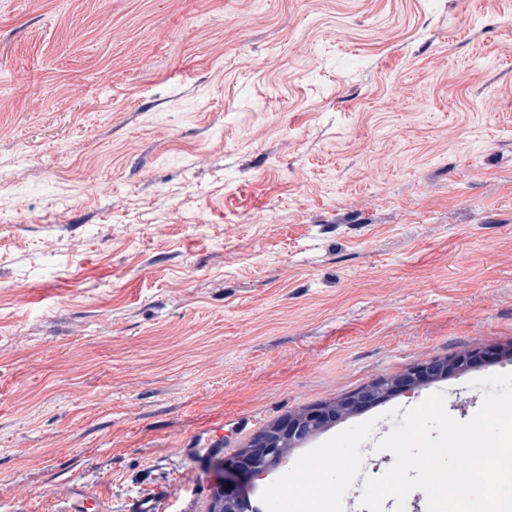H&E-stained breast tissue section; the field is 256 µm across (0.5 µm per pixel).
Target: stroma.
<instances>
[{
    "mask_svg": "<svg viewBox=\"0 0 512 512\" xmlns=\"http://www.w3.org/2000/svg\"><path fill=\"white\" fill-rule=\"evenodd\" d=\"M510 344L512 0H0V508L210 512L288 414Z\"/></svg>",
    "mask_w": 512,
    "mask_h": 512,
    "instance_id": "stroma-1",
    "label": "stroma"
}]
</instances>
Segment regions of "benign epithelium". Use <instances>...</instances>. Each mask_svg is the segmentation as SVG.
<instances>
[{
  "mask_svg": "<svg viewBox=\"0 0 512 512\" xmlns=\"http://www.w3.org/2000/svg\"><path fill=\"white\" fill-rule=\"evenodd\" d=\"M512 356L511 348L485 350L476 348L447 359H428L394 376L371 380L348 396L318 407L288 415L261 432L236 456L224 461V482L220 494L224 507L247 504L242 481L277 467L284 459V447L306 442L315 429H324L345 416L377 406L390 398L414 391L432 382L450 377L471 367H479Z\"/></svg>",
  "mask_w": 512,
  "mask_h": 512,
  "instance_id": "1",
  "label": "benign epithelium"
}]
</instances>
